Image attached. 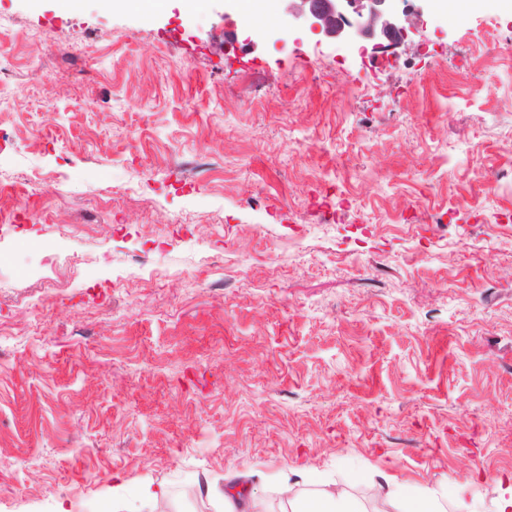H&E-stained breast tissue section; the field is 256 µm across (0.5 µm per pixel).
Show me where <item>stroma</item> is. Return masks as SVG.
<instances>
[{"instance_id":"1","label":"stroma","mask_w":512,"mask_h":512,"mask_svg":"<svg viewBox=\"0 0 512 512\" xmlns=\"http://www.w3.org/2000/svg\"><path fill=\"white\" fill-rule=\"evenodd\" d=\"M382 65L274 2L0 0V512L512 480V8ZM495 54L484 52L492 35ZM478 74L480 94L468 77ZM148 255V277L131 264ZM120 490H113V481Z\"/></svg>"}]
</instances>
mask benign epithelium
I'll use <instances>...</instances> for the list:
<instances>
[{"mask_svg": "<svg viewBox=\"0 0 512 512\" xmlns=\"http://www.w3.org/2000/svg\"><path fill=\"white\" fill-rule=\"evenodd\" d=\"M288 14L329 38H363L372 49L399 45L423 16L418 7L399 8L397 0H283Z\"/></svg>", "mask_w": 512, "mask_h": 512, "instance_id": "benign-epithelium-1", "label": "benign epithelium"}]
</instances>
